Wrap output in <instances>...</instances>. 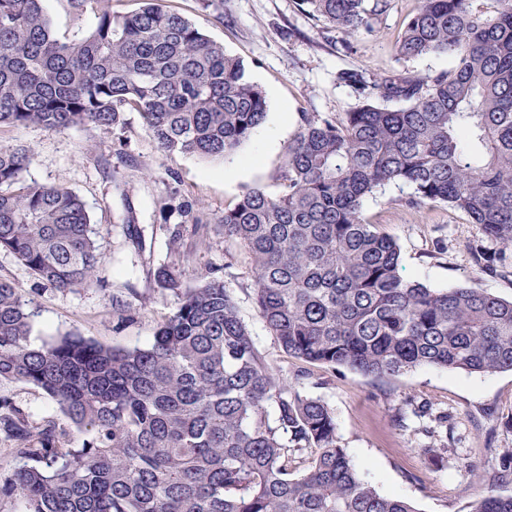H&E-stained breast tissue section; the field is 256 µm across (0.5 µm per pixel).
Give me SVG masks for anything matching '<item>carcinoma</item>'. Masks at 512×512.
Listing matches in <instances>:
<instances>
[{
	"mask_svg": "<svg viewBox=\"0 0 512 512\" xmlns=\"http://www.w3.org/2000/svg\"><path fill=\"white\" fill-rule=\"evenodd\" d=\"M43 0H0V126L117 132L137 112L164 154L229 160L265 121L267 97L243 61L192 21L143 0H67L96 23L59 36ZM349 34L373 31L387 0H300ZM422 0L398 42L411 58L446 54L432 80L407 73L338 80L365 95L340 119L305 112L288 143L282 191L245 189L224 210V236L253 265L259 317L284 352L308 364L390 378L421 366L512 371V300L476 285L437 291L400 273L398 244L362 218L390 183L409 203H445L512 246V0ZM31 149L0 148V250L62 291L89 286L106 258L84 200L22 181ZM203 223L174 194L160 206ZM162 288L180 277L157 272ZM30 312L0 279V381L44 390L75 428L33 431L0 398V434L20 465L0 495L26 512H418L380 493L340 445L320 399L275 376L211 275L185 290L146 347L77 336L31 345ZM469 512H512V448Z\"/></svg>",
	"mask_w": 512,
	"mask_h": 512,
	"instance_id": "carcinoma-1",
	"label": "carcinoma"
}]
</instances>
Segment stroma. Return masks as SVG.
Listing matches in <instances>:
<instances>
[{
	"label": "stroma",
	"mask_w": 512,
	"mask_h": 512,
	"mask_svg": "<svg viewBox=\"0 0 512 512\" xmlns=\"http://www.w3.org/2000/svg\"><path fill=\"white\" fill-rule=\"evenodd\" d=\"M162 4L243 60L249 79L266 92V120L240 148L235 162L243 173L235 180L225 178L224 161L159 152L136 112L126 113L118 136L94 126L0 127V147L34 152L26 182L62 184L83 198L107 258L97 283L61 292L0 252V278L34 313L31 344L73 333L109 346H146L180 304L183 288L196 285L200 273H216L274 374L328 405L341 446L380 493L406 499L418 512H468L485 491L477 474H492L503 449L512 448V372L420 367L379 379L289 357L258 316L251 263L236 241L225 238L221 222L246 188L280 192L285 149L302 113L340 118L362 104L361 96L337 82L338 72L373 77L400 70L428 79L447 73L446 55L404 58L397 52L420 0H389L373 32L361 35L316 20L299 0ZM174 193L206 207L203 223L181 225L175 244L156 209ZM411 193L409 186L391 184L362 206L364 220L399 245L402 275L435 290L475 284L511 300L512 248L487 238L446 205H411ZM134 230L140 243L130 239ZM490 262L495 271L487 270ZM164 266L180 274L182 289L158 286L155 274ZM0 396L22 409L32 426L66 422L55 401L33 384L0 381ZM433 445L439 458L424 453Z\"/></svg>",
	"instance_id": "1"
}]
</instances>
